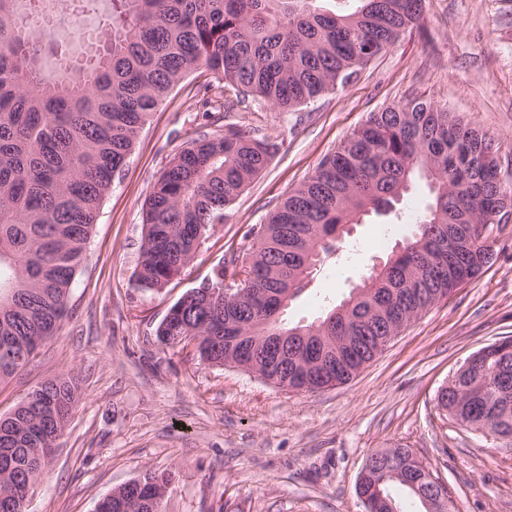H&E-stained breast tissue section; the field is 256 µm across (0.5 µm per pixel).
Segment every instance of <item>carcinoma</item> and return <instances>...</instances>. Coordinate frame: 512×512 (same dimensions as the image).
Returning a JSON list of instances; mask_svg holds the SVG:
<instances>
[{"instance_id":"obj_1","label":"carcinoma","mask_w":512,"mask_h":512,"mask_svg":"<svg viewBox=\"0 0 512 512\" xmlns=\"http://www.w3.org/2000/svg\"><path fill=\"white\" fill-rule=\"evenodd\" d=\"M65 0H0V379L22 367L29 346L59 330L114 170L124 168L152 112L193 70L204 67L236 101L295 112L355 80L401 34L421 24L425 0H83L99 16L95 40L75 22L66 37L82 58L59 53L52 23ZM275 145L229 127L190 139L145 203L137 281L161 290L193 259L209 228L266 168ZM491 141L431 100L414 97L369 114L314 173L252 230L242 258L213 268L156 328L157 339L202 337L199 357L233 355L262 364L273 337H288L276 373L314 392L345 384L372 361L377 337L408 323L427 303L467 283L492 258L470 225L504 197L482 159ZM427 190L413 233L385 263L366 270L369 287L324 308L310 324L284 312L301 281L339 248L347 227L372 212L393 222L412 189ZM246 273L236 282V271ZM243 292L227 302L224 290ZM450 381L439 405L466 427L512 438V353L496 344ZM79 397L72 381L38 386L0 417V512L27 496L51 457ZM429 471L378 469L368 487L384 512H427ZM170 473H147L99 500V512H155L154 491Z\"/></svg>"}]
</instances>
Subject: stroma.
Instances as JSON below:
<instances>
[{"instance_id": "35a3bbf8", "label": "stroma", "mask_w": 512, "mask_h": 512, "mask_svg": "<svg viewBox=\"0 0 512 512\" xmlns=\"http://www.w3.org/2000/svg\"><path fill=\"white\" fill-rule=\"evenodd\" d=\"M205 69L186 76L141 131L106 196L70 288L57 335L0 380V416L45 381L66 378L79 402L34 482L26 512H94L113 489L174 472L162 512H364L359 472L374 451L409 449L445 487L454 512H512V450L451 418L437 395L475 352L512 336V223L488 231L492 260L411 323L351 381L314 393L201 362L192 346L161 344L170 307L246 252L251 231L313 174L369 113L413 97L447 107L512 154V0H425L407 32L360 76L295 112L233 98ZM275 146L266 169L210 228L165 288L135 278L142 206L185 143L228 125ZM404 225H354L285 313L308 323L346 298L384 259Z\"/></svg>"}]
</instances>
